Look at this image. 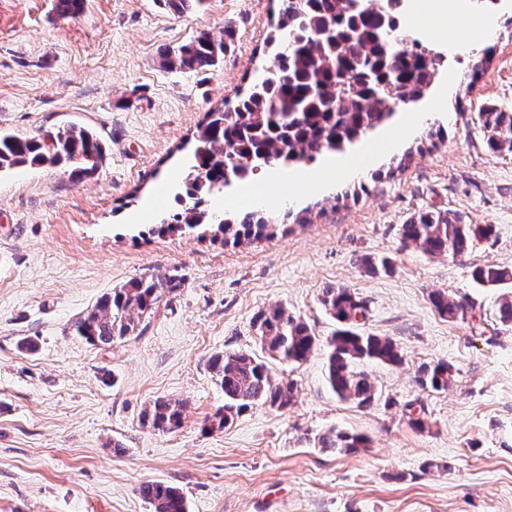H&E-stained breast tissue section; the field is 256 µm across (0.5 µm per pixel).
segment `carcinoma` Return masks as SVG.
Returning a JSON list of instances; mask_svg holds the SVG:
<instances>
[{"instance_id":"obj_1","label":"carcinoma","mask_w":512,"mask_h":512,"mask_svg":"<svg viewBox=\"0 0 512 512\" xmlns=\"http://www.w3.org/2000/svg\"><path fill=\"white\" fill-rule=\"evenodd\" d=\"M82 9L83 0H58L57 12L62 18L75 17ZM383 15L369 0H283L275 26L279 36L267 40L270 45L277 44L272 67L234 106L208 114L181 196L189 203L172 221L164 219L161 225L183 223L193 229L210 221V197L232 182H246L255 172L274 164L312 163L324 151L341 150L391 116L387 112L390 101L405 103L423 95L440 56L418 43L410 47L394 44L387 32L396 31L397 24H386ZM223 57L224 37L203 32L176 51L162 52L160 66L203 72ZM479 117L489 146L512 151V112L489 109ZM101 161L98 139L75 126L43 138L0 133V173L30 162L65 166L71 177L81 179L94 173ZM217 228L240 245L268 235L273 225L255 212L240 211L228 215ZM494 233L492 224H467L449 212H420L400 227L403 244L429 256L462 255L477 240ZM363 265L372 275L393 270L388 257H369ZM471 276L482 288L512 286V269L497 264L477 266ZM181 286L182 279L177 276L129 281L103 294L73 322L71 333L96 346L130 337L156 305ZM429 299L444 318L466 316V304L443 290L431 292ZM322 302L337 322L327 340V382L341 400L367 406L376 391L357 364L399 365L403 361L401 347L388 337L359 330L358 316H366L367 305L349 289L326 288ZM252 327L261 349L280 362L302 363L318 345L314 329L281 307L257 313ZM208 366L224 392V405L203 420L204 432L232 425L253 403L279 409L291 403L294 384L275 381L266 363L249 353L217 352ZM453 376L448 362L436 361L421 365L416 380L421 388L440 392L448 390ZM185 410V401L159 397L144 411L143 422L156 431L173 432L182 427ZM316 444L339 455H351L367 448L368 439L331 428L318 436ZM139 494L153 512H188L186 498L175 486L147 481L140 485Z\"/></svg>"}]
</instances>
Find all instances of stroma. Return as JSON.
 I'll return each mask as SVG.
<instances>
[{
  "label": "stroma",
  "mask_w": 512,
  "mask_h": 512,
  "mask_svg": "<svg viewBox=\"0 0 512 512\" xmlns=\"http://www.w3.org/2000/svg\"><path fill=\"white\" fill-rule=\"evenodd\" d=\"M280 5L206 0L176 14L163 0H84L64 19L56 0H0V130L43 137L76 126L105 148L82 180L46 164L0 174V512H152L138 492L146 481L177 486L188 512H512V323L498 320L512 288L471 277L484 264L512 267V152L490 150L478 118L512 112V0H468L470 14L496 21L487 49L445 55L422 98L392 104L390 118L345 145L355 154L398 132L363 177L266 206L272 236L233 245L207 226L156 230L160 214L182 208L185 143L270 67ZM223 30L216 67L161 68L163 50ZM431 104L400 133L405 114ZM426 210L495 234L461 256H428L399 235ZM365 256L391 257L395 269L366 274ZM163 275L183 284L140 335L105 346L70 335L104 293ZM331 286L365 299L364 331L402 348L401 366L362 363L374 403L336 397L320 347L299 364L270 361L295 384L288 408L258 402L203 433L224 403L210 356L260 354L252 320L276 306L327 338L336 322L321 297ZM437 289L471 317L439 316ZM25 339L34 351L21 349ZM437 360L454 381L430 392L416 370ZM159 397L187 401L179 430L143 423ZM416 400L421 430L405 411ZM332 427L365 434L368 448L315 446Z\"/></svg>",
  "instance_id": "obj_1"
}]
</instances>
